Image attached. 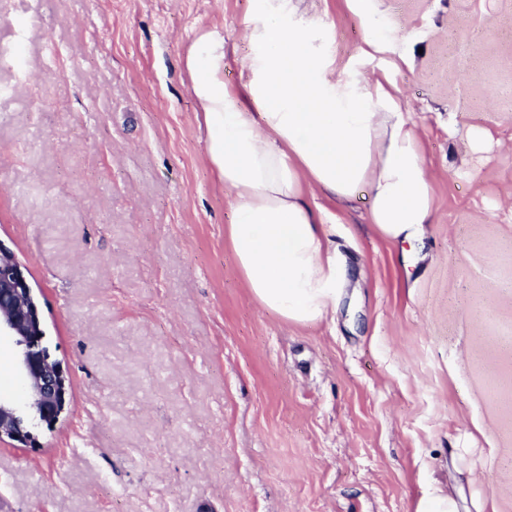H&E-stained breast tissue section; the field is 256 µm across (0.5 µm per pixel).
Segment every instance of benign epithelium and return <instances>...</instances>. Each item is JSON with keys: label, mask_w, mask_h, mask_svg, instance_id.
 I'll return each instance as SVG.
<instances>
[{"label": "benign epithelium", "mask_w": 512, "mask_h": 512, "mask_svg": "<svg viewBox=\"0 0 512 512\" xmlns=\"http://www.w3.org/2000/svg\"><path fill=\"white\" fill-rule=\"evenodd\" d=\"M17 348L20 398L0 395V442L35 441L32 428L54 424L65 406L66 377L43 345L40 311L21 264L0 245V335Z\"/></svg>", "instance_id": "7a95c632"}]
</instances>
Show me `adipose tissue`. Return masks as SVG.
I'll return each mask as SVG.
<instances>
[{"label":"adipose tissue","instance_id":"ef3b65f1","mask_svg":"<svg viewBox=\"0 0 512 512\" xmlns=\"http://www.w3.org/2000/svg\"><path fill=\"white\" fill-rule=\"evenodd\" d=\"M302 0H251L238 85L224 79V43L192 56L208 154L231 196L225 237L246 288L295 324L336 312L348 283L328 237L323 193L343 206L369 199L386 239L422 240L435 189L417 126L389 74L341 67L332 24Z\"/></svg>","mask_w":512,"mask_h":512}]
</instances>
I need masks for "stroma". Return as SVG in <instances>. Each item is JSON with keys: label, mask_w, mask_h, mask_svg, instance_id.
Masks as SVG:
<instances>
[{"label": "stroma", "mask_w": 512, "mask_h": 512, "mask_svg": "<svg viewBox=\"0 0 512 512\" xmlns=\"http://www.w3.org/2000/svg\"><path fill=\"white\" fill-rule=\"evenodd\" d=\"M347 62L368 27L436 182L422 244L358 197L329 237L336 317L260 309L224 238L188 59L249 0H0V242L69 380L35 441L0 443V512H512V0H307ZM491 140L472 149L474 129ZM415 512H458L457 503L449 490L435 487L417 503Z\"/></svg>", "instance_id": "35a3bbf8"}]
</instances>
